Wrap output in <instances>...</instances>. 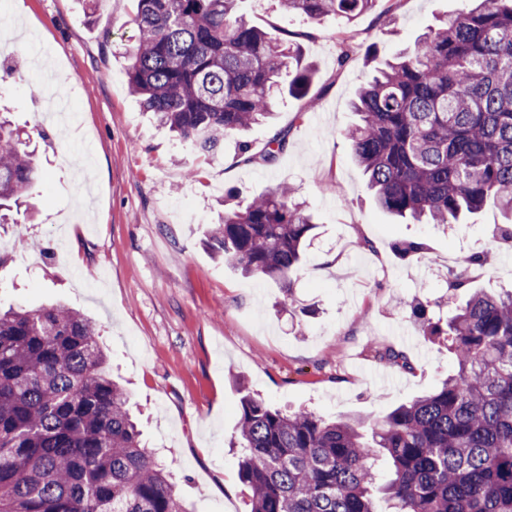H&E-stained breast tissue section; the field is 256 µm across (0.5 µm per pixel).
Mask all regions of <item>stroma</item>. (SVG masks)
Listing matches in <instances>:
<instances>
[{
    "label": "stroma",
    "instance_id": "obj_1",
    "mask_svg": "<svg viewBox=\"0 0 512 512\" xmlns=\"http://www.w3.org/2000/svg\"><path fill=\"white\" fill-rule=\"evenodd\" d=\"M464 6L399 0L389 17L378 0L348 23L351 58L341 67L338 20L314 24L278 0H242L241 13L271 36L301 33L302 60L315 75L308 99L283 97L271 122L225 138L213 156L173 139L128 88L136 0H7L36 39L19 46L24 67L0 86V107L30 132L44 177L31 190L37 222L21 217L0 230V304H63L101 325L112 376L140 412L145 440L172 462L176 491L193 512H250L230 446L244 394L328 419L391 410L453 368L444 343L418 336L408 308L417 299L450 314L460 297L436 273L447 256L494 251L474 285L512 289V249L492 240L512 215L489 206L448 228L396 222L373 200L346 137L357 121L351 102L375 69ZM63 85L92 134L82 182L67 162L87 143L81 132L33 131L34 93ZM278 132L288 149L274 166L240 163V142L257 151ZM282 183L317 222L289 296L202 244L227 191L246 201ZM331 183L337 192H327ZM364 239L373 249L361 248ZM407 239L426 242L428 254L402 259L394 245ZM391 347L412 370L379 360Z\"/></svg>",
    "mask_w": 512,
    "mask_h": 512
}]
</instances>
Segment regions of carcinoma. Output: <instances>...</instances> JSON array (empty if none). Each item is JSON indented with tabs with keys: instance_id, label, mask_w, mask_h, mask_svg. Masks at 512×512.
Here are the masks:
<instances>
[{
	"instance_id": "1",
	"label": "carcinoma",
	"mask_w": 512,
	"mask_h": 512,
	"mask_svg": "<svg viewBox=\"0 0 512 512\" xmlns=\"http://www.w3.org/2000/svg\"><path fill=\"white\" fill-rule=\"evenodd\" d=\"M240 0H137L130 91L180 140L216 153L303 96L314 68L299 33L272 38ZM377 0H281L312 23L349 22ZM471 7L384 62L347 131L378 206L419 224H455L492 203L512 212V0ZM285 136L240 162L273 165ZM41 177L20 131L0 118V224ZM315 228L283 185L224 211L207 245L247 275L291 287ZM401 258L425 243L396 244ZM490 252L462 259L447 320L410 307L419 334L450 339L456 371L380 418L326 419L241 400L234 443L250 512H512V291L471 286ZM100 328L64 307L0 308V512H188L171 465L141 439L125 390L106 372Z\"/></svg>"
}]
</instances>
